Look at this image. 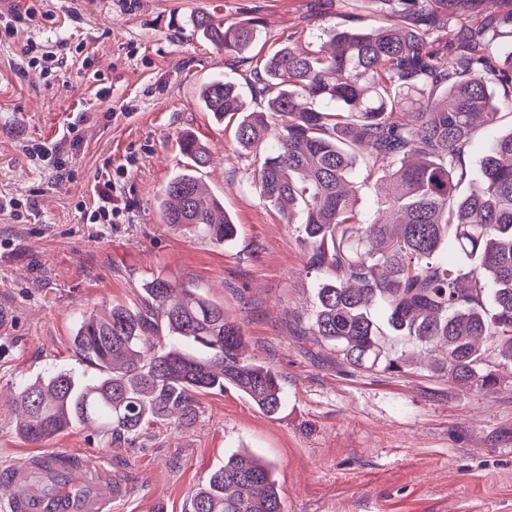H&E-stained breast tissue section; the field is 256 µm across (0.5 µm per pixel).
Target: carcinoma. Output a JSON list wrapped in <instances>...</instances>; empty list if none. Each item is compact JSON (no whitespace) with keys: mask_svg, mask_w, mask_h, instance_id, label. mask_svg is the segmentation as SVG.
<instances>
[{"mask_svg":"<svg viewBox=\"0 0 512 512\" xmlns=\"http://www.w3.org/2000/svg\"><path fill=\"white\" fill-rule=\"evenodd\" d=\"M386 2L379 26L332 29L330 52L293 41L257 60L251 87L263 109H249L222 79L202 84L198 103L234 124L239 150L258 156L260 197L285 223L302 224L308 266L331 272L316 289L310 335L354 368L400 370L404 361L385 355L376 308L434 356L437 373L486 387L500 377L480 338L512 366V131L487 144L482 180L465 194L458 187L476 119L491 124L499 105L512 106V73L493 63L497 30L479 29L441 57L432 36L448 30L458 0ZM195 27L242 57L259 40L253 21L226 26L202 13ZM181 152L187 163L164 189L163 222L231 241L237 225L197 176L212 160L208 146L188 135ZM362 164L383 181L369 217L346 188ZM244 346L224 305L157 276L139 304L81 317L73 348L93 377L59 371L19 383L17 431L38 444L92 424L108 447L122 448L153 423L192 425L198 395L226 385L275 415L279 376ZM188 512H283L274 464L228 456L191 494Z\"/></svg>","mask_w":512,"mask_h":512,"instance_id":"obj_1","label":"carcinoma"}]
</instances>
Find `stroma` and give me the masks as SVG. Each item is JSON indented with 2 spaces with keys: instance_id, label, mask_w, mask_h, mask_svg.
I'll return each instance as SVG.
<instances>
[{
  "instance_id": "35a3bbf8",
  "label": "stroma",
  "mask_w": 512,
  "mask_h": 512,
  "mask_svg": "<svg viewBox=\"0 0 512 512\" xmlns=\"http://www.w3.org/2000/svg\"><path fill=\"white\" fill-rule=\"evenodd\" d=\"M51 21L13 25L0 38V197L32 202L27 223L0 212V466L33 452L15 428L16 382L66 371L93 376L72 336L81 315L115 302L140 303L160 276L222 303L242 327L246 353L279 375L284 400L268 416L233 387L199 395L188 428H151L125 448L104 447L75 426L49 440L87 452L127 480L114 512H186L194 488L248 448L275 465L284 512H512V368L493 388L462 386L430 370L412 341L386 352L403 371L366 372L339 363L307 333L321 273L309 242L284 223L252 182L253 157L234 131L203 111L198 87L221 76L250 96V64L217 51L192 30L197 14L260 23L257 48L288 39L320 46L344 24H378L380 0H43ZM62 60L46 76L23 66L26 44ZM104 82L94 81V73ZM109 89L98 97L100 86ZM84 138L65 156L68 175L32 146L54 147L68 128ZM193 134L212 151L200 172L238 228L214 244L171 229L161 194ZM118 176L126 210L117 224H89L86 207L101 170Z\"/></svg>"
}]
</instances>
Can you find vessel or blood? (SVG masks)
Returning a JSON list of instances; mask_svg holds the SVG:
<instances>
[{
    "instance_id": "b4317fda",
    "label": "vessel or blood",
    "mask_w": 512,
    "mask_h": 512,
    "mask_svg": "<svg viewBox=\"0 0 512 512\" xmlns=\"http://www.w3.org/2000/svg\"><path fill=\"white\" fill-rule=\"evenodd\" d=\"M71 477L80 485L78 492L62 489ZM0 484L8 489L0 512H112L113 503L128 491L99 459L52 449L34 451L0 468Z\"/></svg>"
}]
</instances>
